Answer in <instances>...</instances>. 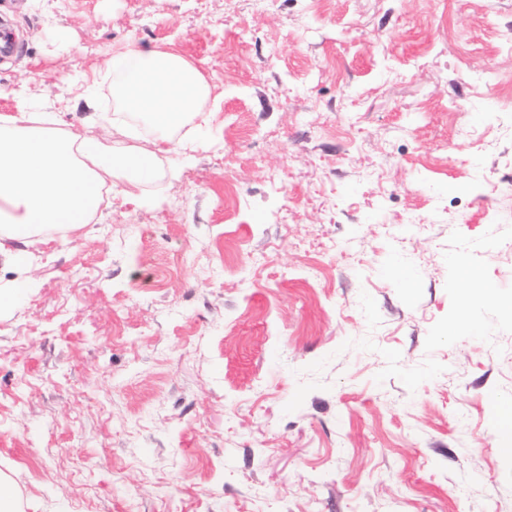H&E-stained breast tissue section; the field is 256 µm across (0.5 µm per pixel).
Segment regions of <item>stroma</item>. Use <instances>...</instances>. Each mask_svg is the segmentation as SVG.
<instances>
[{"mask_svg": "<svg viewBox=\"0 0 512 512\" xmlns=\"http://www.w3.org/2000/svg\"><path fill=\"white\" fill-rule=\"evenodd\" d=\"M0 114L118 144L112 55L212 89L0 265V472L33 512H512V0H10ZM93 93L97 112L75 109ZM496 290L453 333L458 266ZM396 266L413 278L402 287Z\"/></svg>", "mask_w": 512, "mask_h": 512, "instance_id": "obj_1", "label": "stroma"}]
</instances>
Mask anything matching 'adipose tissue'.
<instances>
[{
	"label": "adipose tissue",
	"mask_w": 512,
	"mask_h": 512,
	"mask_svg": "<svg viewBox=\"0 0 512 512\" xmlns=\"http://www.w3.org/2000/svg\"><path fill=\"white\" fill-rule=\"evenodd\" d=\"M113 121L138 118L153 129L151 147H130L65 134L35 124L28 112L0 114V258L17 263L13 245L54 229L78 230L95 216L102 174L139 188L156 174L158 153L189 155L200 137L175 139L188 122L209 124L202 110L210 87L185 58L159 49L133 48L113 56Z\"/></svg>",
	"instance_id": "obj_1"
}]
</instances>
